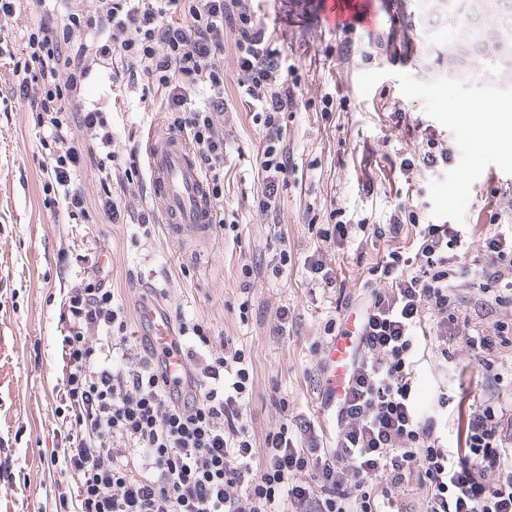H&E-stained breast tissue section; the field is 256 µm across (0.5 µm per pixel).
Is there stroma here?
Segmentation results:
<instances>
[{"mask_svg":"<svg viewBox=\"0 0 512 512\" xmlns=\"http://www.w3.org/2000/svg\"><path fill=\"white\" fill-rule=\"evenodd\" d=\"M384 18L366 32L352 26L328 30L320 23L325 0H254L260 22L275 30L289 64L300 78L302 99L289 113L286 141L295 168L280 186L276 211L262 216L255 200L264 182L258 174L262 132L236 105L232 44L224 46V95L234 109L224 114L229 143L224 158V207L239 220V236L214 228L209 237L171 236L167 225L138 227L143 205H154L149 181L131 185L119 223L104 219L97 171L85 164L77 176L87 216L66 211L61 187H49L46 135L28 101L13 92L11 66L0 56V512H56L54 482L65 428L57 413L61 386V342L67 292L95 259L128 327L139 332L141 300L160 303L171 317L207 324L215 339L242 349L253 367L249 432L257 446L281 424H319L323 393V349L329 324L359 321L367 296V270L381 261L391 242L353 231L343 246L323 237L331 210L350 222L382 224L395 205L418 207L424 221L466 224L486 197L512 196V141L486 146L487 132H472L464 114L474 103L502 92L480 78L466 83L437 78L440 48L424 41L426 19L416 0H355ZM79 0H24L0 24V40L21 51L24 37L43 15L61 18ZM413 40L409 55L389 47L393 29ZM342 106L327 113L322 98ZM456 110H449V103ZM84 105L105 112L117 139L118 164L129 152L144 154L149 136L169 131L167 116L152 96L132 83L113 87L111 75L88 82ZM450 147L448 166L398 172L424 129ZM328 250L336 279L332 288L310 280L303 268L315 249ZM288 250L291 260L273 273L272 259ZM252 269L243 276L242 265ZM288 309V329L278 332L276 312ZM452 362L439 348L419 366L415 396L427 406L448 395V430L457 427L459 402L488 405L512 399V380L494 373L512 362V338L502 342L490 366L458 337L448 344Z\"/></svg>","mask_w":512,"mask_h":512,"instance_id":"obj_1","label":"stroma"}]
</instances>
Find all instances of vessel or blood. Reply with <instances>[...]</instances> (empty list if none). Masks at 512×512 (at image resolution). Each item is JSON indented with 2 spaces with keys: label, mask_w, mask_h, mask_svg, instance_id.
Returning <instances> with one entry per match:
<instances>
[{
  "label": "vessel or blood",
  "mask_w": 512,
  "mask_h": 512,
  "mask_svg": "<svg viewBox=\"0 0 512 512\" xmlns=\"http://www.w3.org/2000/svg\"><path fill=\"white\" fill-rule=\"evenodd\" d=\"M148 167L152 193L162 203V218L176 237L209 235L215 209L206 181L196 165L185 139L167 135L147 142ZM145 323L154 350H168V371L185 377L188 368L181 352L173 350L172 322L160 308L144 306ZM355 338L347 334L331 339L324 362V389L334 397H344L349 387L350 358Z\"/></svg>",
  "instance_id": "b4317fda"
}]
</instances>
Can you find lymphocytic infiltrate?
I'll return each mask as SVG.
<instances>
[{
    "label": "lymphocytic infiltrate",
    "mask_w": 512,
    "mask_h": 512,
    "mask_svg": "<svg viewBox=\"0 0 512 512\" xmlns=\"http://www.w3.org/2000/svg\"><path fill=\"white\" fill-rule=\"evenodd\" d=\"M61 23L40 22L14 58L13 89L26 99L48 136L51 179L68 208L83 204L75 177L93 163L104 191L103 210L119 219L113 184L142 180L137 154L112 169V129L100 110L80 108L76 139L65 117L79 105L92 73L144 76L164 95L175 129L186 135L226 227L224 157L219 119L224 98V33L234 35L237 91L265 144L260 214L274 211L281 183L293 171L285 144L286 113L296 111L301 83L281 47L257 20L252 0H84ZM85 32L84 42L73 35ZM492 226L476 275L486 308L512 301V225L502 216L512 200L490 195ZM415 230V252L388 253L369 268L374 291L360 332L361 356L338 402L330 442H300L288 426L256 452L247 430L249 363L241 350L215 348L209 327L180 318L194 384L171 393L162 364L145 338L129 335L124 311L97 272L68 292L62 411L68 420L62 463L69 479L56 483L66 512H386L392 492L411 475L425 490L424 512H512V404L459 414L455 449L437 430L447 406L439 394L419 410L413 354L422 331L439 345L465 337L491 355L512 326L472 322L459 290L469 274L460 256L462 225L423 223L414 205H399L385 224H361L374 238ZM99 334V344L89 341Z\"/></svg>",
    "instance_id": "1"
}]
</instances>
